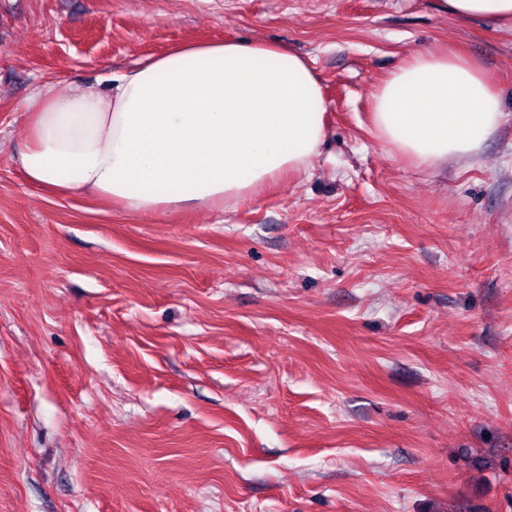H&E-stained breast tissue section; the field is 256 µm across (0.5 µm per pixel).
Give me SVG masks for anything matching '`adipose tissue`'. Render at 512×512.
<instances>
[{
	"label": "adipose tissue",
	"instance_id": "ef3b65f1",
	"mask_svg": "<svg viewBox=\"0 0 512 512\" xmlns=\"http://www.w3.org/2000/svg\"><path fill=\"white\" fill-rule=\"evenodd\" d=\"M462 19L512 29V0H439ZM376 138L429 169L478 158L501 117L482 67L457 52H416L370 90ZM26 180L132 212L225 208L306 175L325 137L310 61L260 41L186 42L121 74L28 98Z\"/></svg>",
	"mask_w": 512,
	"mask_h": 512
}]
</instances>
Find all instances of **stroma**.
Returning <instances> with one entry per match:
<instances>
[{
    "instance_id": "1",
    "label": "stroma",
    "mask_w": 512,
    "mask_h": 512,
    "mask_svg": "<svg viewBox=\"0 0 512 512\" xmlns=\"http://www.w3.org/2000/svg\"><path fill=\"white\" fill-rule=\"evenodd\" d=\"M230 38L313 62L309 177L157 213L24 179L36 86ZM446 49L503 118L432 171L369 92ZM0 512H512V31L438 0H0Z\"/></svg>"
}]
</instances>
